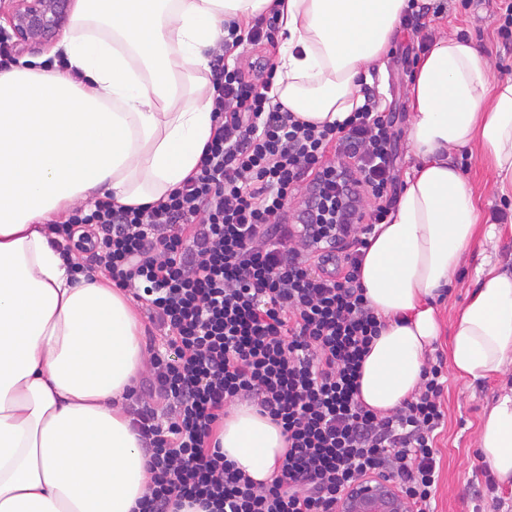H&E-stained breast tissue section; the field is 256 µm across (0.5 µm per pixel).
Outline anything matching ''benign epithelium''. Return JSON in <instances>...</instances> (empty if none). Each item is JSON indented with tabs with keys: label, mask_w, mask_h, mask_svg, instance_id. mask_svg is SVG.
<instances>
[{
	"label": "benign epithelium",
	"mask_w": 512,
	"mask_h": 512,
	"mask_svg": "<svg viewBox=\"0 0 512 512\" xmlns=\"http://www.w3.org/2000/svg\"><path fill=\"white\" fill-rule=\"evenodd\" d=\"M71 0H0L20 53L38 50L56 39L68 26ZM336 512H409L397 482L376 475L353 484L336 502Z\"/></svg>",
	"instance_id": "obj_1"
}]
</instances>
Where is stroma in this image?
Segmentation results:
<instances>
[{"instance_id":"obj_1","label":"stroma","mask_w":512,"mask_h":512,"mask_svg":"<svg viewBox=\"0 0 512 512\" xmlns=\"http://www.w3.org/2000/svg\"><path fill=\"white\" fill-rule=\"evenodd\" d=\"M432 10L424 18L423 31L430 38L458 34L472 38L483 49L497 76H512V40L498 34L503 20L497 0H429ZM425 52L407 30H399L391 41L380 69L371 73L366 84L380 107L394 113L400 157L396 190H403L405 175L412 164L408 141L410 100L408 87ZM482 211L491 217L512 215V201L493 193L490 170L477 156L461 159ZM482 258L480 246H471L464 265L457 271L454 286L439 300L443 320H450L472 287L471 274ZM496 384H470L449 376L442 403L445 423L435 439L440 457V476L436 512H503L502 505L512 502V488L499 486L487 465L477 455L475 433L482 414L495 396Z\"/></svg>"}]
</instances>
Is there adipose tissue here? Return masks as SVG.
I'll list each match as a JSON object with an SVG mask.
<instances>
[{"label": "adipose tissue", "mask_w": 512, "mask_h": 512, "mask_svg": "<svg viewBox=\"0 0 512 512\" xmlns=\"http://www.w3.org/2000/svg\"><path fill=\"white\" fill-rule=\"evenodd\" d=\"M407 0H78L64 68L0 72V512H138L147 458L126 393L149 354L132 298L70 273L50 225L96 196L143 206L195 170L212 128L208 51L228 20L280 11L272 93L302 120L344 121L380 66ZM413 157L405 188L370 237L360 273L385 326L362 363L360 400L388 412L419 389L448 339L459 378L498 379L475 445L512 485V223L485 217L456 152L477 153L512 199V77L481 47L445 35L408 88ZM486 253L450 324L437 300L474 242ZM227 458L269 480L287 449L255 407L232 406Z\"/></svg>", "instance_id": "ef3b65f1"}]
</instances>
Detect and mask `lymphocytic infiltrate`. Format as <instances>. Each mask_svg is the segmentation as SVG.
<instances>
[{
	"mask_svg": "<svg viewBox=\"0 0 512 512\" xmlns=\"http://www.w3.org/2000/svg\"><path fill=\"white\" fill-rule=\"evenodd\" d=\"M278 11L224 26L211 52L214 125L195 172L156 203L98 198L51 232L77 240L113 286L163 332L168 354L130 392L149 457L139 512H334L363 476L396 480L411 512H433L435 432L445 413L440 365L390 414L362 406L358 378L382 323L358 282L374 225L393 205L394 119L365 96L343 122L301 120L252 76L242 45L273 41ZM376 205L362 223L354 202ZM246 402L281 426L288 449L267 482L211 444L228 405Z\"/></svg>",
	"mask_w": 512,
	"mask_h": 512,
	"instance_id": "f902f5d3",
	"label": "lymphocytic infiltrate"
}]
</instances>
